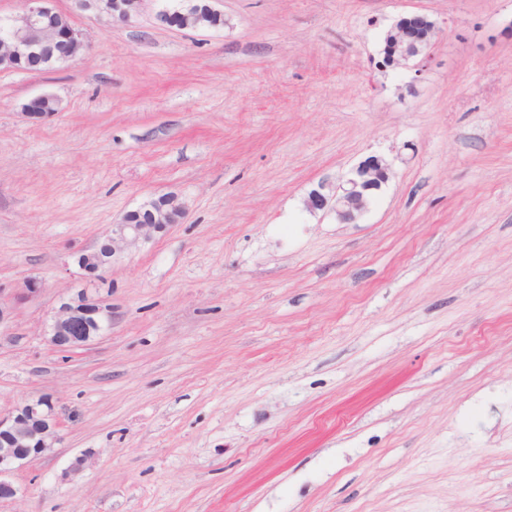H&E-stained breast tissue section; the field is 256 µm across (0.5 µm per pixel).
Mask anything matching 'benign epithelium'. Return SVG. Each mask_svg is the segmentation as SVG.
<instances>
[{"instance_id":"1","label":"benign epithelium","mask_w":512,"mask_h":512,"mask_svg":"<svg viewBox=\"0 0 512 512\" xmlns=\"http://www.w3.org/2000/svg\"><path fill=\"white\" fill-rule=\"evenodd\" d=\"M55 0H25L22 14L8 17L9 27L0 36V70L23 71L31 61H51L59 46H72L85 51L88 44L83 33L68 15L54 7ZM146 0H82L86 8H93L112 17L129 20L137 16ZM217 14L213 0L195 4L180 14L177 21L159 14L163 25L179 29H197L205 14ZM435 23L425 15L398 18L389 27L388 50L392 60L400 64L416 61L420 72L429 60ZM59 108V100L50 94L35 96L24 104V115L39 121ZM388 179L384 159L371 156L342 180L333 185L321 181L308 196V207L329 210L342 224L357 221ZM186 214L185 204L175 195H161L143 206L128 212L112 225L103 241L93 249L76 254L81 269L90 275L104 270L114 257L131 251L153 240ZM41 283L29 279L13 294L12 301L0 300V324L10 318L21 304L38 296ZM112 329V305L98 296L97 288L85 285L60 300L53 311L46 339L61 350L80 348ZM60 422L54 412L52 397L42 395L27 400L8 414H0V500L15 499L23 493L10 476L19 468L36 463L59 440Z\"/></svg>"}]
</instances>
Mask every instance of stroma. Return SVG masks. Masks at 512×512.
<instances>
[{
    "instance_id": "35a3bbf8",
    "label": "stroma",
    "mask_w": 512,
    "mask_h": 512,
    "mask_svg": "<svg viewBox=\"0 0 512 512\" xmlns=\"http://www.w3.org/2000/svg\"><path fill=\"white\" fill-rule=\"evenodd\" d=\"M163 4L56 0L87 51L0 71V296L43 286L0 324V410L61 420L0 512H512V0ZM413 13L426 67L382 66ZM371 156L365 215L308 208ZM170 192L185 218L106 274L111 331L50 346L76 253ZM81 2L86 8L96 9L112 17L130 20L139 14L146 0H82ZM213 0H206L203 4H195L188 9L187 12L180 13V18L177 22H173L172 18L164 14L157 13V20L162 25H169L179 29H202L199 27V22L204 14H219L222 13L213 6ZM59 100L50 94H43L32 97L24 104L23 114L31 121H39L57 112Z\"/></svg>"
}]
</instances>
